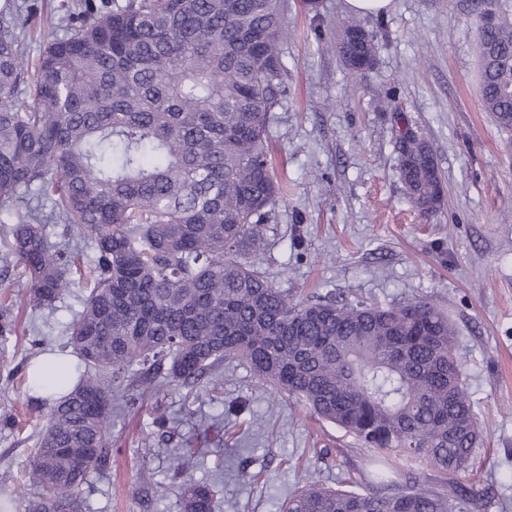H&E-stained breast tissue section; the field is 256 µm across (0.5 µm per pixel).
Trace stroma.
Returning <instances> with one entry per match:
<instances>
[{
	"label": "stroma",
	"instance_id": "obj_1",
	"mask_svg": "<svg viewBox=\"0 0 512 512\" xmlns=\"http://www.w3.org/2000/svg\"><path fill=\"white\" fill-rule=\"evenodd\" d=\"M29 12L21 50L29 61L44 34L64 36L60 0H17ZM356 20L377 36L373 69L356 76L332 48ZM284 46L289 93L269 126L274 166L287 185L266 224L259 267L296 299L336 293L346 301L426 298L445 308L462 340L467 388L485 427L468 470L472 512H512V148L482 106L478 14L470 0H392L385 15H357L346 0L304 9L288 0ZM431 145L446 195L420 213L399 178L397 117ZM74 287L55 311H25L0 344V501L27 512L40 489L24 466L44 419L17 382L39 356L71 355L66 325L82 308ZM40 330L42 346L31 344ZM165 416V428L154 424ZM195 449L194 480L221 481L216 512H279L298 468L337 488L365 470L373 451L287 397H274L227 358L194 387L164 390L112 411V451L83 489V512H181L168 451Z\"/></svg>",
	"mask_w": 512,
	"mask_h": 512
}]
</instances>
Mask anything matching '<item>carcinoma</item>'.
I'll return each mask as SVG.
<instances>
[{
  "mask_svg": "<svg viewBox=\"0 0 512 512\" xmlns=\"http://www.w3.org/2000/svg\"><path fill=\"white\" fill-rule=\"evenodd\" d=\"M478 28L480 99L512 135V16L498 0ZM69 31L46 42L34 70L14 14L0 9V211L5 264L28 277L26 303L55 310L87 290L69 326L84 372L35 392L50 406L29 460L45 491L32 512H78L82 487L112 446V401L167 366L192 386L236 358L262 384L377 450L366 487L312 477L281 512H465L474 494L455 476L483 437L457 357V330L425 298L296 301L258 270L264 224L283 198L268 147L272 112L288 97L282 0H63ZM350 70L372 66L376 35L347 21L335 42ZM400 180L416 209L445 190L429 143L397 132ZM90 239L92 255L46 228ZM0 302V342L16 333ZM182 512H213L216 484L190 478L191 455L169 450ZM441 474L438 489L407 468Z\"/></svg>",
  "mask_w": 512,
  "mask_h": 512,
  "instance_id": "carcinoma-1",
  "label": "carcinoma"
}]
</instances>
